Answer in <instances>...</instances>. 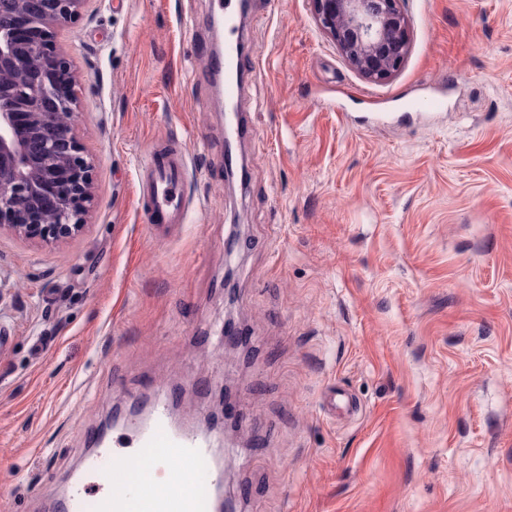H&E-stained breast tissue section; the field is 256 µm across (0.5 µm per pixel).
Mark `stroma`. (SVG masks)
Segmentation results:
<instances>
[{"label": "stroma", "instance_id": "35a3bbf8", "mask_svg": "<svg viewBox=\"0 0 512 512\" xmlns=\"http://www.w3.org/2000/svg\"><path fill=\"white\" fill-rule=\"evenodd\" d=\"M212 8L86 0L57 31L94 201L67 239L0 231V512L101 488L84 435L117 408L178 389L194 431L228 386L211 437L239 512H512V0H404L410 51L377 84L309 0H250L243 180ZM160 144L190 211L157 235L137 174ZM204 61L206 71L211 76H224V72L229 70L238 71L240 68L241 55H224V57L205 55Z\"/></svg>", "mask_w": 512, "mask_h": 512}]
</instances>
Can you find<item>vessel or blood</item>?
I'll return each mask as SVG.
<instances>
[{
    "label": "vessel or blood",
    "instance_id": "obj_1",
    "mask_svg": "<svg viewBox=\"0 0 512 512\" xmlns=\"http://www.w3.org/2000/svg\"><path fill=\"white\" fill-rule=\"evenodd\" d=\"M214 10L226 43H236L237 0H214ZM185 171V155L170 145L153 150L141 166L151 229L184 223ZM85 468L88 474L106 476L105 491L91 496L75 484L58 512H215L214 492L224 482L223 471L210 463L207 441L187 430H172L161 399L148 420H129L123 437L98 438Z\"/></svg>",
    "mask_w": 512,
    "mask_h": 512
}]
</instances>
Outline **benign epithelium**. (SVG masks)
I'll list each match as a JSON object with an SVG mask.
<instances>
[{
  "mask_svg": "<svg viewBox=\"0 0 512 512\" xmlns=\"http://www.w3.org/2000/svg\"><path fill=\"white\" fill-rule=\"evenodd\" d=\"M85 0H0V230L53 242L79 233L94 198L92 160L73 134L77 80L56 28ZM404 0H311L348 64L371 83L402 67L410 49Z\"/></svg>",
  "mask_w": 512,
  "mask_h": 512,
  "instance_id": "1",
  "label": "benign epithelium"
}]
</instances>
